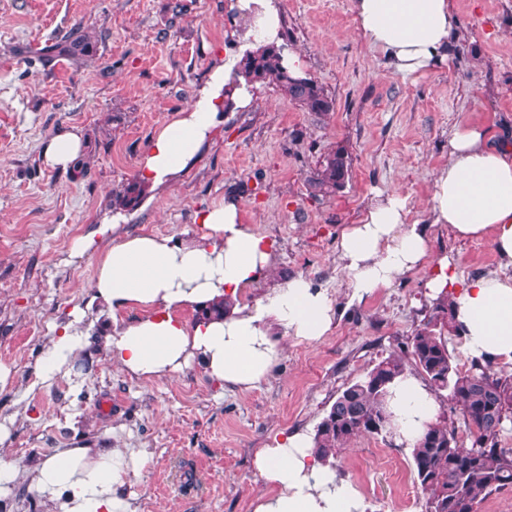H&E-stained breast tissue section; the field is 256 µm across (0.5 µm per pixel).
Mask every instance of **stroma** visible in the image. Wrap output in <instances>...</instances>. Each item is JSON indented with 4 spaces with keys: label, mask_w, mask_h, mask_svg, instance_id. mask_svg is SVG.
<instances>
[{
    "label": "stroma",
    "mask_w": 512,
    "mask_h": 512,
    "mask_svg": "<svg viewBox=\"0 0 512 512\" xmlns=\"http://www.w3.org/2000/svg\"><path fill=\"white\" fill-rule=\"evenodd\" d=\"M230 0H0V451L21 471L0 483V512H49L24 473L57 448L147 450L123 489L137 512H253L268 487L253 460L284 436L313 434L336 396L418 329L430 301L428 267L391 288L351 300L338 260L342 231L379 190L409 198L425 219L448 133L482 123L512 128V0H452L460 38L448 59L416 76L392 72L355 32L353 0H278L288 47L334 101L317 118L270 87L225 113L196 160L170 186L139 201L113 240L155 234L181 240L197 215L232 195L273 261L253 290L261 298L303 275L328 288L334 322L310 343L277 335L282 355L251 390L211 381L198 364L144 383L110 365L96 338L66 372L43 380L54 326L86 305L99 250L72 256L74 240L112 215V196L137 173L156 131L185 107L220 48L234 49L244 21ZM92 47L78 57L46 52L74 28ZM76 128L89 142L79 170L47 168L43 142ZM345 147L351 174L334 196L314 197L307 178ZM432 255L453 254L464 277L493 270L489 240L460 241L429 227ZM363 512H421L408 447L396 435H363L336 462Z\"/></svg>",
    "instance_id": "35a3bbf8"
}]
</instances>
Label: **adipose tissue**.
<instances>
[{"instance_id": "ef3b65f1", "label": "adipose tissue", "mask_w": 512, "mask_h": 512, "mask_svg": "<svg viewBox=\"0 0 512 512\" xmlns=\"http://www.w3.org/2000/svg\"><path fill=\"white\" fill-rule=\"evenodd\" d=\"M245 18L237 33L240 52L280 45L277 0H232ZM354 27L403 76L424 73L447 60L448 44L460 29L451 0H353ZM238 54L215 59L207 79L189 104L176 112L150 141L137 169L146 188L171 183L199 154L221 121L226 99L250 102L247 87H235ZM232 96H225L227 85ZM86 151L75 128L57 132L45 143L46 166L76 167ZM407 196L375 192L357 224L345 229L338 255L352 299L391 287L422 264H430L426 286L448 292L455 318L463 326V347L512 362V141L492 139L477 123H461L448 134V164L434 180L426 220L409 217ZM199 235L172 238L142 234L106 250L92 282L94 309L74 307L55 328L40 365L43 378L61 373L82 350L95 323L107 360L130 376L150 381L173 376L190 363L204 374L238 389L257 387L280 357L273 330L305 341L326 336L334 320L327 289L298 275L254 304L241 298L270 267L272 253L263 236L245 226L240 203L229 196L201 212ZM444 225L459 239H490L498 257L495 271L462 278L451 254L431 256L427 225ZM234 306L224 316L206 308L222 298ZM142 314L126 320L132 309ZM198 311L186 321L185 311ZM397 438L413 445L438 417L436 397L412 376L392 385L388 397ZM147 462L146 454L118 448H58L32 471L33 486L52 504V512H129L122 489ZM255 468L270 486L253 512H362L352 484L315 456L301 433L260 449Z\"/></svg>"}]
</instances>
